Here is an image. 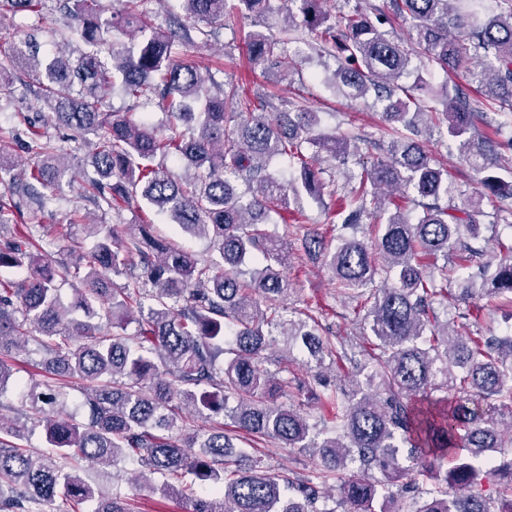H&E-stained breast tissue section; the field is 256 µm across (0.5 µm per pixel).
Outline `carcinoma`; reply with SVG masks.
<instances>
[{
	"label": "carcinoma",
	"mask_w": 512,
	"mask_h": 512,
	"mask_svg": "<svg viewBox=\"0 0 512 512\" xmlns=\"http://www.w3.org/2000/svg\"><path fill=\"white\" fill-rule=\"evenodd\" d=\"M47 0H0L9 14L41 13ZM83 47L63 46L48 65L28 39L8 48L13 71L0 72V99H10L17 74L35 76V100L54 128L94 137L89 193L99 209L123 202L169 214L187 235L209 241L218 258L194 253L154 234L152 223L82 224L94 247L72 245L75 222H43L47 203L68 172L61 149L38 113H17L34 161L22 165L0 146V227L15 223L26 202L22 236L0 233V398L12 382V352L33 344L54 384L21 385L26 420L42 427L44 447L17 443L23 427L0 416V512H39L44 501L92 512H132L128 497L110 496L79 472L83 461L102 468L136 464L139 477L159 474L172 498L196 483L210 491L189 499L192 512H336L325 507L318 484L334 479L345 512H512V332L473 336L471 320L483 298L512 296V244L499 262L484 260V232L512 224V160L481 132L483 106L498 108L496 133L512 147V0L482 12L483 0H366L333 16L329 0H280L296 7L299 28L317 37L320 53L338 61L326 82L352 100L381 107L391 138L371 165L353 176L341 199L336 245L309 228L308 254L322 253L344 297L366 309L360 336L320 335L317 324L284 303L296 292L282 273L284 247L264 229L290 201H323L336 194L323 169L304 150L316 146L345 159L351 139L328 138L302 101L278 111L273 96L248 95L232 79L206 80L189 49L212 41L224 27L231 0H179L184 17L173 27L155 24L149 4L122 0L104 17L103 0H56ZM260 17L273 0H236ZM408 23V42L394 35ZM128 42L115 46L116 37ZM289 40L253 31L244 45L249 61L288 78L296 63ZM446 74L465 70L486 100L445 81L432 86L417 60ZM414 78L412 84L406 79ZM121 92L133 107L167 117L163 135L136 113L114 112ZM456 143L481 190L465 193L431 157L433 130ZM169 158L190 177L173 176ZM274 159L299 170L284 182L269 171ZM396 189L413 213L382 198ZM486 198L492 220L479 223ZM383 218L373 244L363 220ZM51 237L59 257L32 250ZM454 255L477 271L448 280V264L426 260ZM123 275L118 286L104 276ZM463 304L448 318V291ZM71 290L69 300L63 299ZM104 319L107 325L99 320ZM135 322L134 335L126 334ZM282 346L277 371L263 367ZM309 370L294 379L297 396L330 408L313 416L278 402V374L295 356ZM347 362L344 378L325 381L326 363ZM79 393L78 413L66 406ZM207 414L193 429L189 416ZM313 458L312 475L290 479L255 458L241 467L226 428ZM508 448L501 458L485 455ZM380 474L376 479L373 474ZM499 483L495 496L473 488L484 474Z\"/></svg>",
	"instance_id": "carcinoma-1"
}]
</instances>
